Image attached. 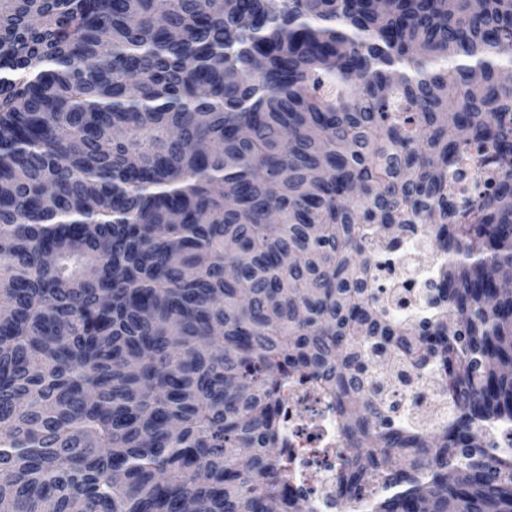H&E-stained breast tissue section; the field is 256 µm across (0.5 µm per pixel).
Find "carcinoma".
<instances>
[{
	"instance_id": "carcinoma-1",
	"label": "carcinoma",
	"mask_w": 512,
	"mask_h": 512,
	"mask_svg": "<svg viewBox=\"0 0 512 512\" xmlns=\"http://www.w3.org/2000/svg\"><path fill=\"white\" fill-rule=\"evenodd\" d=\"M511 69L512 0H0V512H318L299 372L336 512H512ZM440 256L434 251V242L429 236L417 231L406 236L399 244L398 249L382 262L378 271L379 282L385 288L397 289L405 296V302L394 308L391 313L398 319H406L414 315L423 305V291L432 270L414 268L411 266V257L415 266H429L435 263ZM422 252V253H420ZM422 388H427L429 391L426 393L428 397V401L437 405L439 409V414L435 420V423H440V417H445L448 414V403L447 400L442 396L440 386L434 376L433 373L424 374L417 379L412 380L409 384L404 386L401 389L395 390L386 394V398L395 405L399 406L401 417L405 420V411L407 408L409 409L411 415V403L412 401L408 397V393L410 392H418ZM428 402H422L424 407L431 408V405ZM439 418V419H438ZM288 396L285 431L291 466L302 474L301 486L311 497L336 501V417L327 408L326 396L305 380L288 381ZM307 419L308 424H302Z\"/></svg>"
}]
</instances>
